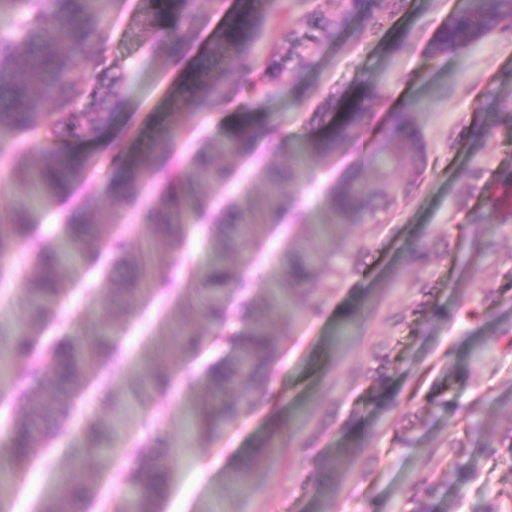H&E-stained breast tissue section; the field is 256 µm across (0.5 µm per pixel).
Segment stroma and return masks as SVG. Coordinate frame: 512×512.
<instances>
[{
    "instance_id": "35a3bbf8",
    "label": "stroma",
    "mask_w": 512,
    "mask_h": 512,
    "mask_svg": "<svg viewBox=\"0 0 512 512\" xmlns=\"http://www.w3.org/2000/svg\"><path fill=\"white\" fill-rule=\"evenodd\" d=\"M154 0H102L112 61L126 85V106L114 132L87 147L91 166L73 189L96 205L111 204L114 136L127 150L147 149L150 137L175 120L183 95L179 72L166 65L151 21ZM465 0H406L382 30L369 31L352 18L333 41L310 55L301 79L285 75L280 91L243 99L224 89L223 106L188 116V127L223 138L242 110L275 129L277 148L258 139L246 156L225 157L250 194L261 192L268 168L288 158L325 128L318 112L343 115L353 106L372 117L333 156L310 155L308 174L289 186L295 208L286 224L262 228L265 252L251 272L254 306L281 281L275 256L286 244L304 241L308 225L325 218V190L364 161L389 115L415 102L410 120L427 153L422 171L401 169L412 186L374 232L347 224L338 233L361 256L359 266L336 290L315 291L318 314L307 298L281 336L284 358L271 368L270 394L252 402L218 437L183 447L194 393L183 382L200 372L214 350L181 359L169 389L128 415L110 454L93 459L103 477V496L120 497L118 476L135 464V442L157 421V436L172 446L173 479L163 512H411L415 485L432 474L440 494L435 512H512V124H492L485 92L496 88L501 107L512 106V35L493 34L469 49L441 56L426 52L436 30ZM199 17L184 37L194 68L208 55L225 16L245 9L265 15L267 44L282 54L295 46L284 37L308 13L335 16L339 0H192ZM409 48L396 50L399 39ZM482 177L472 181L470 171ZM98 294H74L58 312L73 332L91 330L106 314L110 284ZM174 301L136 302L121 338L124 360L106 367L110 387L123 395L139 376L164 331L176 320ZM478 405L484 435L499 442L497 455L480 449L465 415ZM69 435L16 478L0 512H38L69 465ZM467 450L459 470L453 447Z\"/></svg>"
}]
</instances>
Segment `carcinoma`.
<instances>
[{"mask_svg":"<svg viewBox=\"0 0 512 512\" xmlns=\"http://www.w3.org/2000/svg\"><path fill=\"white\" fill-rule=\"evenodd\" d=\"M97 0H0V14L12 11L13 19L0 27V131L15 136L44 134L57 142H87L123 110L125 98L110 79L112 46L103 31V16L93 9ZM389 11L370 14L369 26L381 29L404 0H388ZM361 0H341L338 14L317 20L316 32L300 36L304 50L315 51L336 36L338 28L355 14ZM159 11L175 18L178 25L192 28L197 22L190 0H158ZM264 18L244 11L226 18L224 34L217 38L215 55L220 59V77L211 80L205 69L191 71L185 83L202 85L199 92L177 105L195 112H211L224 103V87L234 85L247 97L266 95L276 90L274 81L283 71L277 52L270 49L272 71L253 77L252 49L259 41ZM512 33V0H469L468 6L448 18L430 42L432 55L452 54L468 48L494 33ZM165 44L166 63L178 67L189 52L176 28H159ZM234 48L224 54V44ZM82 66L91 71L86 82L74 78ZM412 106L391 114L381 139L367 155L362 167L352 170L333 184L326 194L328 217L310 225L305 242L279 257L285 269L283 281L269 289L264 313L249 319L246 330L232 326L225 303L226 293L245 295L251 288L245 250L257 254L264 244L257 230L284 222L291 203L286 195L289 183L301 179L300 163L266 175L264 190L247 196L245 203L224 204L203 192L205 186H222L237 177L222 163L227 154L244 155L260 137L273 139L274 129L258 124L242 113L238 124L222 139L205 137L192 144L188 154L178 144L185 127L164 128L152 137L148 152L130 155L117 140L113 144L118 170L110 191L115 207L103 210L87 199L73 201L71 210L59 225V241L44 243L35 252L33 275L19 272L7 258L20 246L32 241L37 226L30 223V200L37 196H62L80 182L90 167V159L71 149L47 147L40 163L28 162L18 145L0 141V162L12 172L11 190L16 203L11 207V223L0 227V283L23 278L25 288L24 322L16 330L0 333V377L14 384L11 397H0V408L7 410L6 440L9 448L0 456V492L5 482L20 473L34 456L67 426L75 402L88 384L99 381L102 398L112 406V422L85 421L74 433L68 452L79 476L62 474L54 492L41 504L40 512H87L98 497L102 476L90 460L106 454V442L116 438L129 409L154 399L169 386L170 367L188 354H198L206 346L230 345L233 355L209 362L200 378L188 377L193 389L202 385L190 412L195 432L215 436L219 429L234 422L242 405L230 394L243 382L254 391L268 388V371L284 355L279 341L270 336L267 319L276 316L289 324L292 294L320 281L323 288L335 289L356 262L355 253L336 235L342 224L367 223L376 228L379 214L389 211L406 188L395 181L405 165L421 167L425 148L409 121ZM368 116L360 108L338 122L326 135L314 140L307 151L328 155L348 141ZM150 170L160 179L167 205L161 212L139 211L148 228L144 239L136 242L119 224L118 209H134L143 198V173ZM195 223L209 229L219 226L222 233L212 241L213 258L196 288L184 283L194 273L178 271L176 254L186 244L188 226ZM329 252L333 262L323 261ZM98 272L111 285L110 314L90 332L72 334L58 327V335L43 341L42 332L55 324L56 308L69 296L71 284L61 277L67 267ZM176 294L184 319L166 326L164 337L153 355L141 365L130 396L116 402L101 370L122 355L120 336L125 328L122 317L132 301L167 298ZM204 317L215 332L209 339L196 334L193 320ZM158 448L142 454L139 468L126 475L129 494L112 503V512H161L172 469L169 448L157 440ZM413 512H433L430 503L436 494L431 476L417 485Z\"/></svg>","mask_w":512,"mask_h":512,"instance_id":"obj_1","label":"carcinoma"}]
</instances>
